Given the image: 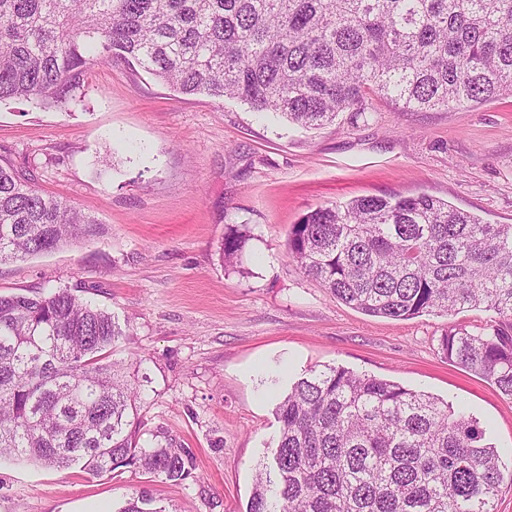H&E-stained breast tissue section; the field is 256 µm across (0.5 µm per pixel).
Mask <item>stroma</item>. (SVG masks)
Returning a JSON list of instances; mask_svg holds the SVG:
<instances>
[{
	"mask_svg": "<svg viewBox=\"0 0 512 512\" xmlns=\"http://www.w3.org/2000/svg\"><path fill=\"white\" fill-rule=\"evenodd\" d=\"M368 103L303 129L238 100L174 92L117 59L88 69L70 111L0 104V165L29 170L101 225L89 240L0 265V294L67 287L128 320L114 358L143 379L142 428L194 463L174 484L2 459L0 512H117L142 489L167 512H246L278 438V397L327 365L464 407L512 462V400L440 352L448 327L489 331L492 309L369 316L287 256L306 213L357 197L428 194L512 224V97L427 112L374 93ZM232 230L246 242L229 265L220 247Z\"/></svg>",
	"mask_w": 512,
	"mask_h": 512,
	"instance_id": "35a3bbf8",
	"label": "stroma"
}]
</instances>
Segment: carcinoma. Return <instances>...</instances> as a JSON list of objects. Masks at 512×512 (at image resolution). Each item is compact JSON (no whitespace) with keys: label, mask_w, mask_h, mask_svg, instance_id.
Returning <instances> with one entry per match:
<instances>
[{"label":"carcinoma","mask_w":512,"mask_h":512,"mask_svg":"<svg viewBox=\"0 0 512 512\" xmlns=\"http://www.w3.org/2000/svg\"><path fill=\"white\" fill-rule=\"evenodd\" d=\"M114 57L179 93L308 129L368 111L371 92L406 110L467 108L512 95V0H0V102L64 104L91 64ZM98 232L0 165V265ZM244 244L225 235L224 262ZM288 257L370 316L493 309L492 332L455 327L441 351L512 399V224L425 194L364 197L304 215ZM125 336L68 288L0 296V457L93 478L191 477L185 449L140 432L135 376L112 360ZM275 414L247 512H495L497 448L437 397L328 366L294 382ZM152 502L142 490L119 512H166Z\"/></svg>","instance_id":"carcinoma-1"}]
</instances>
